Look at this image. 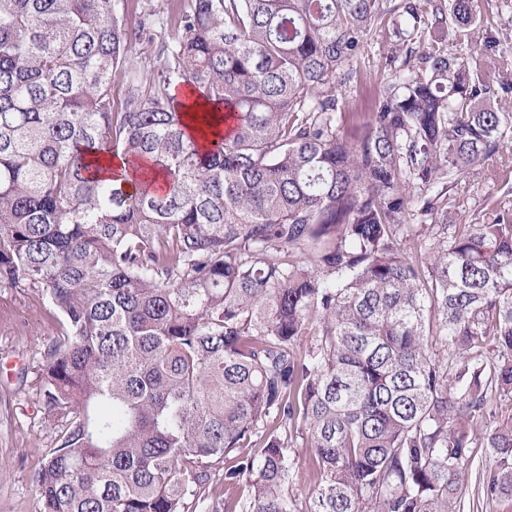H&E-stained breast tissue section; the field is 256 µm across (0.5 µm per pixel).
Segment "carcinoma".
Wrapping results in <instances>:
<instances>
[{
    "mask_svg": "<svg viewBox=\"0 0 512 512\" xmlns=\"http://www.w3.org/2000/svg\"><path fill=\"white\" fill-rule=\"evenodd\" d=\"M384 2L170 0L181 37L137 70L116 0H0V282L60 325L43 512H458L479 444L483 495L512 499V417L473 433L512 399V210L448 224L460 179L512 148V60L446 41L477 0ZM389 11L405 56L350 143L336 113ZM200 100L230 121L205 142ZM117 153L133 193L90 163ZM289 446L294 460L289 491L299 496L300 499L305 498L309 487L314 484V475L312 474L311 452L307 445V437L302 424L297 425L292 430V439Z\"/></svg>",
    "mask_w": 512,
    "mask_h": 512,
    "instance_id": "obj_1",
    "label": "carcinoma"
}]
</instances>
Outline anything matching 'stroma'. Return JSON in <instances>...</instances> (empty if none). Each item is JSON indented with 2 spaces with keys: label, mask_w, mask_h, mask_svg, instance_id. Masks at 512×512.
<instances>
[{
  "label": "stroma",
  "mask_w": 512,
  "mask_h": 512,
  "mask_svg": "<svg viewBox=\"0 0 512 512\" xmlns=\"http://www.w3.org/2000/svg\"><path fill=\"white\" fill-rule=\"evenodd\" d=\"M480 3L486 27L456 34L476 63L491 51H512V10L501 9L500 0ZM123 14L129 28L143 31L132 46L134 66L157 67L160 45L175 42L181 35L178 27L167 21L163 0H124ZM392 28L390 17H382L364 41L361 62L350 80L355 113L370 111L380 85L394 72L387 63L395 45ZM501 164L500 157H492L463 178L449 223L474 218L488 221L496 204L512 207V194H505L502 181L493 175ZM57 332L58 322L37 289L0 283V512H41L35 473L53 445L55 430L37 393L36 373L46 343ZM290 448L294 467L289 489L302 497L314 483L303 426L293 429ZM488 465L486 449H475L462 475V508L474 505L479 512H512L511 500L480 498L479 474Z\"/></svg>",
  "instance_id": "1"
}]
</instances>
